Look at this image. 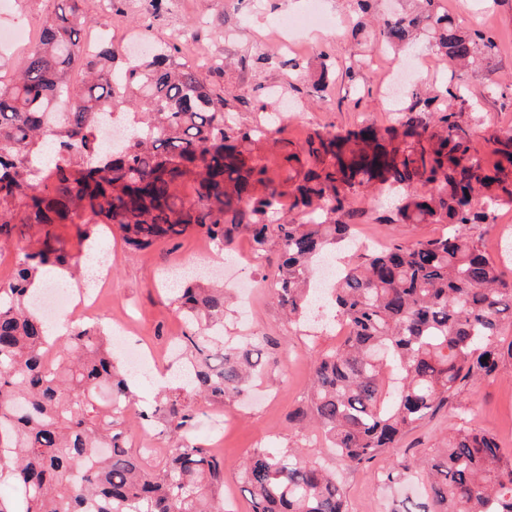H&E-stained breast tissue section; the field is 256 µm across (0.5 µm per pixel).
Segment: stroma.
Instances as JSON below:
<instances>
[{"label": "stroma", "instance_id": "35a3bbf8", "mask_svg": "<svg viewBox=\"0 0 512 512\" xmlns=\"http://www.w3.org/2000/svg\"><path fill=\"white\" fill-rule=\"evenodd\" d=\"M322 3L327 12L337 15V28L302 33L301 44L290 54L278 50L275 24L283 16L302 13L308 0H164L160 5L154 0H121L111 16L112 39L121 44L141 39L159 45L173 42L176 33H187V42L180 45L182 56L190 64L209 69L212 89L224 96L239 122H253L266 101L281 112L280 124L271 133L278 140L298 145L316 132L391 124L393 114L382 91L398 59L372 41L358 47L351 36L356 15L349 0ZM439 6L453 17L468 15L472 26H484L496 38L499 52L492 69L479 68L460 76L436 57L427 39H419L410 51L418 62L415 86L442 90L464 80L480 118L472 127L474 147L485 155L489 152L487 132L512 130V0H439ZM360 51L365 54L363 77L353 82L345 68ZM216 60L223 66L214 71L210 65ZM493 79L499 83L495 91L489 88ZM394 209L385 200L365 207L356 220L355 244L339 252V264L360 263L368 246H381L393 238L412 241L442 230L438 224L398 222ZM105 245L112 250V302L107 314L113 324L127 326L132 343L159 356V371L179 369L170 353L171 341L184 332L185 324L164 286V272L183 264L212 263L219 250L194 230L136 252L116 233L106 236ZM279 262L280 248L272 243L245 270L224 273L225 282L245 277L256 284L247 310L235 305L225 312V338H269L270 360L246 399L200 404L195 437L203 447L213 444L212 417L224 413L236 418L224 430V485L217 494L234 495L239 512H249L250 502L238 478L241 461L259 445L299 444L327 468L339 471L349 512H394L407 489L378 484L375 476L389 470L395 456H382L365 469H343L319 434L297 430L289 420L309 390L315 353L336 348L338 339L334 328L314 336L308 325L288 322L271 290ZM463 400L472 409V426L496 434L511 453L512 375L504 373L471 384ZM456 422L454 411H443L407 433L402 445L408 450L409 463L415 465L435 455Z\"/></svg>", "mask_w": 512, "mask_h": 512}]
</instances>
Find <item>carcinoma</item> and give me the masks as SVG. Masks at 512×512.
<instances>
[{
    "mask_svg": "<svg viewBox=\"0 0 512 512\" xmlns=\"http://www.w3.org/2000/svg\"><path fill=\"white\" fill-rule=\"evenodd\" d=\"M81 2L58 0L38 43L0 83V247L19 224L44 229L42 246L19 255L13 277L0 282V478L13 480L23 501L16 511L0 499V512H224L215 496L224 458L194 439V403L244 396L261 368V343H214L224 288L192 280L176 289L189 325L177 342L189 380L140 412V420L162 424L171 444L164 464L150 468L153 452L127 446L125 411L135 393L108 329L75 324L54 339L33 303V282L46 268L83 277L79 260L54 245L56 224L76 225L84 241L114 225L134 251L189 230L222 248L241 225L259 256L276 242L274 296L288 318L350 328L338 348L314 358L306 408L292 421L320 433L343 467L359 469L451 409L459 423L444 451L425 461V500L406 497L399 512H512V454L471 425L461 401L471 382L512 371V337L504 335L512 282L472 234L512 204V131L489 136V160L472 148L456 108L468 103L464 85L436 108L432 92L416 90L395 109L394 124L367 135L316 132L291 149L282 142L286 175L274 178L260 149L278 116L238 122L203 72L163 47L115 76L121 47L80 43L91 22ZM415 2L413 12L373 18L389 49H410L425 36L461 71L497 55L492 37L456 22L438 0ZM83 58L76 85L70 73ZM137 111L128 138L102 149L96 131L108 116ZM377 184L399 196L397 220L444 230L371 247L317 301L313 266L346 241L354 200L375 202ZM240 469L251 512H347L336 474L309 454L259 447ZM411 473L399 461L382 482L401 484Z\"/></svg>",
    "mask_w": 512,
    "mask_h": 512,
    "instance_id": "cac0c4a2",
    "label": "carcinoma"
}]
</instances>
